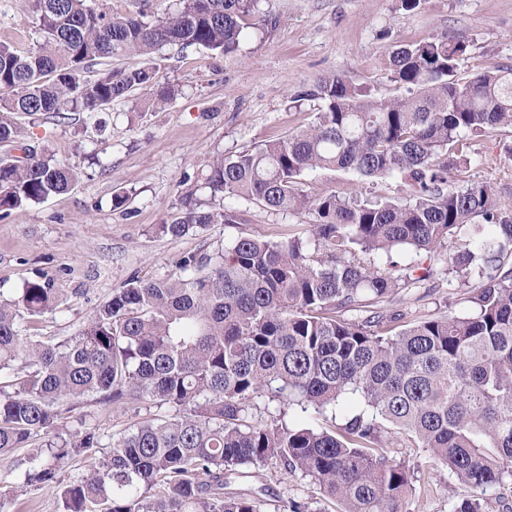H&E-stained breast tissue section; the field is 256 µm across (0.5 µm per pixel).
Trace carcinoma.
I'll return each mask as SVG.
<instances>
[{"label": "carcinoma", "mask_w": 512, "mask_h": 512, "mask_svg": "<svg viewBox=\"0 0 512 512\" xmlns=\"http://www.w3.org/2000/svg\"><path fill=\"white\" fill-rule=\"evenodd\" d=\"M42 41L21 53L0 41V213L68 192L78 172L50 154L11 157L19 117L68 112L94 117L142 90L155 108L174 90L154 81L164 47L237 49L247 28H274L260 0H177L163 16L146 4L114 14L91 0H29ZM468 49L437 35L389 55L388 79L406 95L379 96L341 75L301 87L291 102L315 118L283 140L216 159L178 195L159 231L180 238L210 224H243L229 199L313 215L312 236L272 243L241 237L221 254H191L179 274L134 280L112 291L89 322L57 342L22 335L59 303L38 276L0 301V455L41 436L23 483L62 486L64 512H261L224 491V475L275 460L338 500L343 512H400L410 481L380 452L383 434H404L463 483L487 489L512 479V206L492 187L463 188L448 175L470 161V136L512 127V66L456 78ZM128 55L135 68H112ZM317 170L362 178L400 176L405 199L308 194ZM208 194L203 203L197 193ZM479 218L497 228L480 237ZM449 239L471 313L397 332L349 322L339 309L366 307L411 278L361 263L356 253L406 246L431 253ZM319 412L341 410L329 429L254 421L257 395ZM152 402L171 414L138 423L61 485L69 461L91 458L94 430L50 434L68 400Z\"/></svg>", "instance_id": "obj_1"}]
</instances>
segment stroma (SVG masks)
<instances>
[{"label": "stroma", "instance_id": "stroma-1", "mask_svg": "<svg viewBox=\"0 0 512 512\" xmlns=\"http://www.w3.org/2000/svg\"><path fill=\"white\" fill-rule=\"evenodd\" d=\"M262 10L278 18L275 29L247 30L237 51L222 55L204 48L184 52L166 47L153 59L154 80L176 95L165 108L145 103L141 94L118 99L98 118L72 114L58 122L46 115L25 116L22 148L55 157L76 167L81 177L69 192L0 216V297L10 298L42 274L60 288L59 311L45 314L31 335L57 340L75 335L113 290L133 279H155L176 273L185 255L224 250L241 236L273 243L308 235L312 217L272 211L239 199L243 224H212L174 238L159 232L178 199L179 184L200 180L209 164L282 139L313 119L310 105L290 103L295 90L321 76L336 73L376 94L396 93L384 62L396 47L431 36L465 38L468 55L459 77L512 65V0H422L412 11L399 0H262ZM39 39L28 0H0V40L26 52ZM469 164L452 172L459 187L489 182L499 199L512 203V128H500L472 139ZM309 193L335 191L362 197H401L395 178H360L346 171H317L306 176ZM128 193L127 204L112 207L115 190ZM448 242L437 253L399 248L388 254L364 255L365 263L383 271L410 273L414 284L387 301L364 308H345L350 322L370 317H399L408 326L468 310L463 289L448 271ZM148 403L103 404L87 396L61 406L60 433L96 429L104 457L113 440L135 423L159 414ZM387 459L410 473L403 512H455L462 500L479 499L484 512H512V480L480 491L460 482L406 437H385ZM29 449L0 456V488L9 497L0 512H60L56 488L22 485L20 474ZM232 487L259 500L262 512H283L290 501L308 503L310 512H341L326 501L318 484L288 473L275 461L240 468L230 475Z\"/></svg>", "mask_w": 512, "mask_h": 512}]
</instances>
